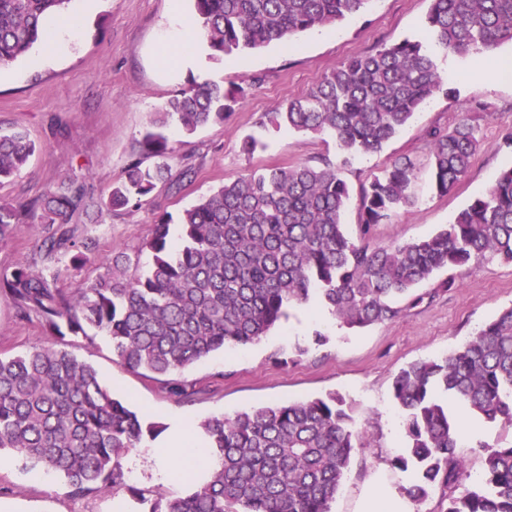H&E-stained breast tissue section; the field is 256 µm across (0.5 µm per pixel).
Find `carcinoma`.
Segmentation results:
<instances>
[{"label":"carcinoma","instance_id":"cac0c4a2","mask_svg":"<svg viewBox=\"0 0 512 512\" xmlns=\"http://www.w3.org/2000/svg\"><path fill=\"white\" fill-rule=\"evenodd\" d=\"M214 58L289 41L312 28L337 24L370 0H193ZM70 0H0V65H8L49 37L50 19ZM425 27L433 44L457 54L490 52L512 42V0H429ZM250 87L193 84L167 100L155 128L141 141L156 158L131 161L104 205L118 212L138 205L171 180L175 147L165 128L191 135L224 118ZM451 94L447 77L416 40L404 39L348 58L309 93L287 100L262 125L328 134L347 154L377 152L419 107ZM18 130L0 133V183L35 152ZM479 149L476 129L461 119L435 129L428 143L432 186L445 196L469 171ZM417 166L408 156L362 186L359 237L342 223L350 185L331 165L264 168L221 185L180 216L179 241L162 214L141 251L149 264L127 278L116 256L78 288L62 285L68 267L91 262L94 238L72 217L83 209L82 184L65 177L42 201L0 205V245L27 218L44 226L39 267L17 264L0 272V298L20 320L36 317L53 345L0 355V451L23 467L61 476L76 496L125 491L137 512H332L355 450L366 436L343 396L269 403L198 424L207 451L219 458L198 484L176 463L172 487L148 497L127 484L123 462L155 440L165 425L112 396L96 368L66 349L68 338L95 331L110 339L118 364L186 388L168 376L229 346L259 341L287 317V308L312 299L343 326L392 321L416 303L414 290L441 269L497 259L512 264V165L484 194L431 237L372 246L371 230L410 207ZM405 443L392 464L411 470L415 501L451 490L446 512H512V444L489 452L481 482L467 483L455 456L462 436L456 404L512 429V307L441 358L416 361L393 377Z\"/></svg>","mask_w":512,"mask_h":512}]
</instances>
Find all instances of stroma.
Returning <instances> with one entry per match:
<instances>
[{
  "mask_svg": "<svg viewBox=\"0 0 512 512\" xmlns=\"http://www.w3.org/2000/svg\"><path fill=\"white\" fill-rule=\"evenodd\" d=\"M428 8V0H370L365 11L328 27L326 36L306 32L294 44L274 43L231 61L212 58L204 37H197L188 50L210 81L248 84L252 90L223 124L189 137L174 134L171 173L176 176L188 168L190 179L177 189L158 185L141 205L115 215L103 199L130 161L140 157L142 135L167 100L197 78L192 69L170 74L160 66L168 17L174 10L191 22L196 16L190 0H71L68 12L83 28L79 39L67 42L50 59L34 51L0 68V131L24 129L37 146L26 166L0 184V204H24L53 191L62 178L78 179L86 189L85 209L72 221L91 231L97 259L120 252L133 257L160 213L179 216L201 196L249 170L328 160L357 192L395 158L408 156L418 167L412 185L415 202L377 225L372 241L404 243L432 235L512 164V146L506 142L512 135V44L500 45L489 58L435 51L451 95L428 100L375 153L346 159L330 136L278 131L263 123L266 113L305 96L336 63L406 38L426 41ZM465 117L474 125L481 148L466 177L448 195H436L428 134ZM249 134L264 143L250 156L241 150V140ZM42 236V225H17L13 240L0 247V269L39 264ZM457 280L458 287L449 291L433 281L423 284L416 291L418 303L405 305L398 318L360 329L340 326L316 302L291 307L287 319L259 342L225 349L176 373L175 381L193 389L189 399L118 364L106 336L76 338L70 349L99 371L115 396L167 424L179 416L198 422L261 403L339 393L353 406L368 445L354 454L333 512H362L374 493L405 500L409 512H445L448 498L439 492L421 503L408 500L413 474L392 464L404 438L391 383L399 368L450 352L512 307L510 264L484 260L458 272ZM318 331L327 341L311 345ZM48 342L38 322L19 320L14 306L0 300V354ZM299 346L306 347V354L296 355ZM448 411L469 426L456 454L470 473H481L488 451L512 443V431L499 424L470 417L453 404ZM0 512H113V499L98 493L73 496L54 475L31 480L21 462L5 451L0 453Z\"/></svg>",
  "mask_w": 512,
  "mask_h": 512,
  "instance_id": "1",
  "label": "stroma"
}]
</instances>
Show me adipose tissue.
<instances>
[{
  "label": "adipose tissue",
  "mask_w": 512,
  "mask_h": 512,
  "mask_svg": "<svg viewBox=\"0 0 512 512\" xmlns=\"http://www.w3.org/2000/svg\"><path fill=\"white\" fill-rule=\"evenodd\" d=\"M204 442V437L192 429L189 420L181 417L172 422L168 433L156 442L146 460L133 459L129 465L137 471L150 468L154 477L166 482L170 479L172 465L180 458L192 456L196 459L195 472L206 477L216 466L218 459L211 454H200L199 449Z\"/></svg>",
  "instance_id": "adipose-tissue-1"
}]
</instances>
